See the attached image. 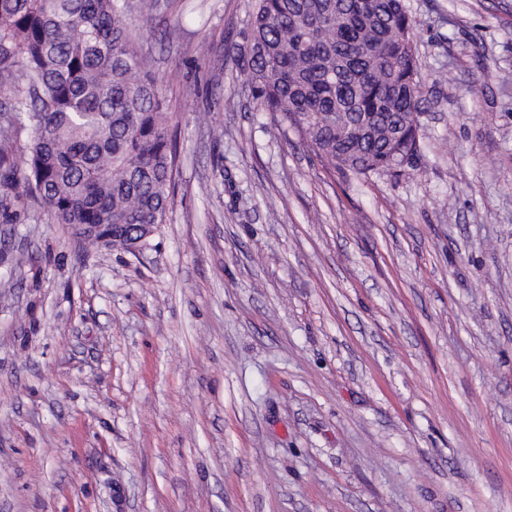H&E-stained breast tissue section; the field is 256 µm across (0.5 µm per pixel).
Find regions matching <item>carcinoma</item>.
<instances>
[{"mask_svg":"<svg viewBox=\"0 0 512 512\" xmlns=\"http://www.w3.org/2000/svg\"><path fill=\"white\" fill-rule=\"evenodd\" d=\"M129 0H0V224L50 216L132 248L166 222L169 100ZM247 81L333 167L417 153L422 79L405 0H254Z\"/></svg>","mask_w":512,"mask_h":512,"instance_id":"obj_1","label":"carcinoma"}]
</instances>
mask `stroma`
Instances as JSON below:
<instances>
[{
	"label": "stroma",
	"mask_w": 512,
	"mask_h": 512,
	"mask_svg": "<svg viewBox=\"0 0 512 512\" xmlns=\"http://www.w3.org/2000/svg\"><path fill=\"white\" fill-rule=\"evenodd\" d=\"M421 148L357 178L247 87L252 0L133 12L135 248L0 224V512H512V0H407Z\"/></svg>",
	"instance_id": "stroma-1"
}]
</instances>
